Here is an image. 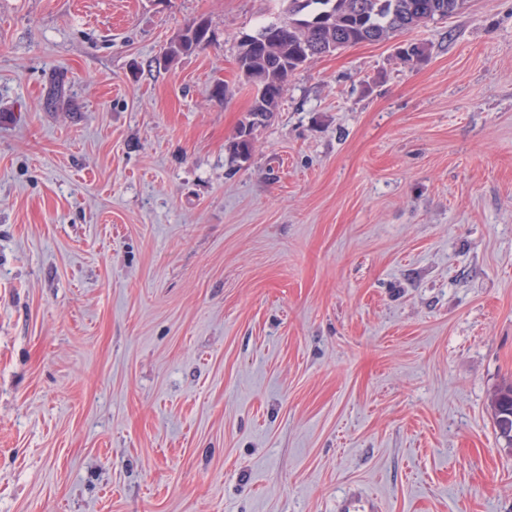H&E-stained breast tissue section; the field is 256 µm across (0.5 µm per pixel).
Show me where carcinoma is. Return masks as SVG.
I'll use <instances>...</instances> for the list:
<instances>
[{"mask_svg": "<svg viewBox=\"0 0 512 512\" xmlns=\"http://www.w3.org/2000/svg\"><path fill=\"white\" fill-rule=\"evenodd\" d=\"M467 0H288L286 17L261 25L240 41L237 66L253 86L248 116L239 123L228 144L235 160H246L253 146L255 120L275 112L288 86V77L312 60L362 43L386 41L429 21L443 19L465 9ZM209 42V28L201 23L187 26L177 43L170 45L166 61ZM405 65L426 57L421 43L403 47ZM501 438L512 445V381L493 389L488 397Z\"/></svg>", "mask_w": 512, "mask_h": 512, "instance_id": "obj_1", "label": "carcinoma"}]
</instances>
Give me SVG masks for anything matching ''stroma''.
I'll list each match as a JSON object with an SVG mask.
<instances>
[{
  "instance_id": "35a3bbf8",
  "label": "stroma",
  "mask_w": 512,
  "mask_h": 512,
  "mask_svg": "<svg viewBox=\"0 0 512 512\" xmlns=\"http://www.w3.org/2000/svg\"><path fill=\"white\" fill-rule=\"evenodd\" d=\"M285 7L0 0V512H512V0L315 59L235 162ZM209 38V28L202 23L187 26L185 34L179 42L171 44L168 48L166 61L171 63L180 55L187 54L196 48L206 45L209 42ZM254 125L255 122L250 119L246 123L244 121L239 123L236 135L227 146L228 152L234 160H246L250 156L253 146ZM488 401L498 434L512 445V381L495 387L489 394Z\"/></svg>"
}]
</instances>
